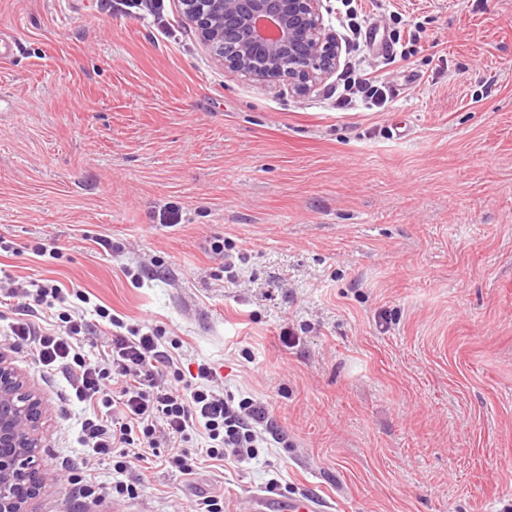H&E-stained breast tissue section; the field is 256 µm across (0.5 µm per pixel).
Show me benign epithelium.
Instances as JSON below:
<instances>
[{
  "label": "benign epithelium",
  "mask_w": 512,
  "mask_h": 512,
  "mask_svg": "<svg viewBox=\"0 0 512 512\" xmlns=\"http://www.w3.org/2000/svg\"><path fill=\"white\" fill-rule=\"evenodd\" d=\"M323 0H181L184 17L224 68L262 82L288 79L299 93L339 63ZM47 413L41 395L0 346V512H28L48 484L38 467Z\"/></svg>",
  "instance_id": "7a95c632"
}]
</instances>
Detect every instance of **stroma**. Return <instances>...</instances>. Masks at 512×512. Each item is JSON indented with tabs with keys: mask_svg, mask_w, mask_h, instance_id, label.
Instances as JSON below:
<instances>
[{
	"mask_svg": "<svg viewBox=\"0 0 512 512\" xmlns=\"http://www.w3.org/2000/svg\"><path fill=\"white\" fill-rule=\"evenodd\" d=\"M362 12L394 47L371 61L388 100L339 111L335 76L298 95L225 70L179 0H0V270L158 329L288 440L190 475L153 457L134 496H82L67 375L13 346L48 404L54 480L32 512H189L260 488L335 512H512V0Z\"/></svg>",
	"mask_w": 512,
	"mask_h": 512,
	"instance_id": "obj_1",
	"label": "stroma"
}]
</instances>
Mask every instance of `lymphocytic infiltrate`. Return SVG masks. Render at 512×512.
Listing matches in <instances>:
<instances>
[{
  "label": "lymphocytic infiltrate",
  "instance_id": "lymphocytic-infiltrate-1",
  "mask_svg": "<svg viewBox=\"0 0 512 512\" xmlns=\"http://www.w3.org/2000/svg\"><path fill=\"white\" fill-rule=\"evenodd\" d=\"M341 4L339 24L353 58L338 76L336 107L383 106L385 78L367 62L358 0H341ZM11 301L17 304L8 326L13 343L28 347L43 367L65 369L71 398L90 408L77 438L85 451L83 490L98 488L95 465L108 459L112 493L134 495V484L126 480L128 472L162 445L169 449L167 464L189 475L199 462L242 463L256 459L267 441L282 443L267 402L235 398L208 362L184 372L161 350L158 330H143L104 306H94L93 315L112 338L109 352L92 359L74 343L87 325L69 290L48 279L0 286V303ZM44 308L56 312L53 327L39 324Z\"/></svg>",
  "mask_w": 512,
  "mask_h": 512
}]
</instances>
